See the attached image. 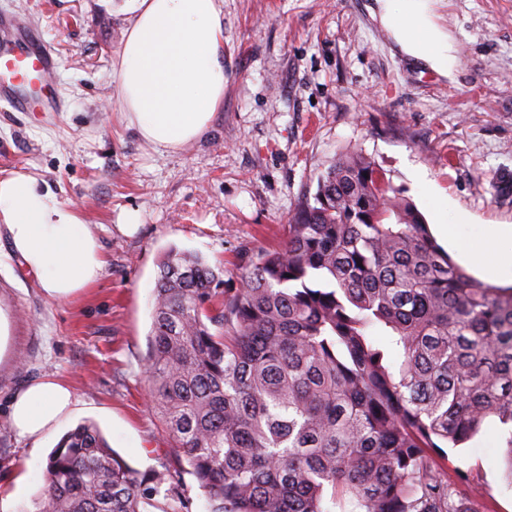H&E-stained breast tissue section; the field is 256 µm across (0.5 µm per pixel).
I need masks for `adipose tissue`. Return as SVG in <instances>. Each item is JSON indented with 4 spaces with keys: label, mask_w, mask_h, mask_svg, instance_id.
Wrapping results in <instances>:
<instances>
[{
    "label": "adipose tissue",
    "mask_w": 512,
    "mask_h": 512,
    "mask_svg": "<svg viewBox=\"0 0 512 512\" xmlns=\"http://www.w3.org/2000/svg\"><path fill=\"white\" fill-rule=\"evenodd\" d=\"M380 20L402 52L442 75L457 64L447 32L435 23L433 0H376ZM132 23L115 68L114 92L126 127L148 144L175 151L199 139L224 100V0H129ZM0 223L15 253L52 299L95 284L103 246L77 210L25 173L0 177ZM469 260L490 285L512 287V225L492 224ZM70 387L38 380L17 394L10 421L35 442L71 412Z\"/></svg>",
    "instance_id": "adipose-tissue-1"
}]
</instances>
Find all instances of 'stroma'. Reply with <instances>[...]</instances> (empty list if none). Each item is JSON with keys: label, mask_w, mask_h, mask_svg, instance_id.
<instances>
[{"label": "stroma", "mask_w": 512, "mask_h": 512, "mask_svg": "<svg viewBox=\"0 0 512 512\" xmlns=\"http://www.w3.org/2000/svg\"><path fill=\"white\" fill-rule=\"evenodd\" d=\"M37 26L59 65L63 108L0 105V176L26 173L73 204L105 253L100 279L54 301L0 226V512H36L58 440L94 422L133 468L168 469L189 512L206 501L150 410L144 359L152 291L170 250L223 264L282 245L288 218L341 151L358 148L429 226L469 214L461 243L512 225V0H435L459 62L443 76L403 54L375 0H224V101L205 135L171 152L121 121L112 64L132 20L124 0H0ZM135 211V231L120 225ZM57 379L77 402L39 443L17 437L8 405L29 382ZM491 512L512 490L491 449L447 451Z\"/></svg>", "instance_id": "obj_1"}]
</instances>
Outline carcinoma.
<instances>
[{"mask_svg":"<svg viewBox=\"0 0 512 512\" xmlns=\"http://www.w3.org/2000/svg\"><path fill=\"white\" fill-rule=\"evenodd\" d=\"M151 410L208 512H489L442 445L493 417L512 489V288L484 284L362 151L341 153L279 248L224 268L170 251L153 291ZM40 512H185L80 424Z\"/></svg>","mask_w":512,"mask_h":512,"instance_id":"1","label":"carcinoma"}]
</instances>
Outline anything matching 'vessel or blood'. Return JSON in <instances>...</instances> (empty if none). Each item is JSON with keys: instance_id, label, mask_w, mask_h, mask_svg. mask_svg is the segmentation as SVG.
Segmentation results:
<instances>
[{"instance_id": "b4317fda", "label": "vessel or blood", "mask_w": 512, "mask_h": 512, "mask_svg": "<svg viewBox=\"0 0 512 512\" xmlns=\"http://www.w3.org/2000/svg\"><path fill=\"white\" fill-rule=\"evenodd\" d=\"M57 65L39 29L18 15H0V102L17 112L61 111L51 82Z\"/></svg>"}]
</instances>
